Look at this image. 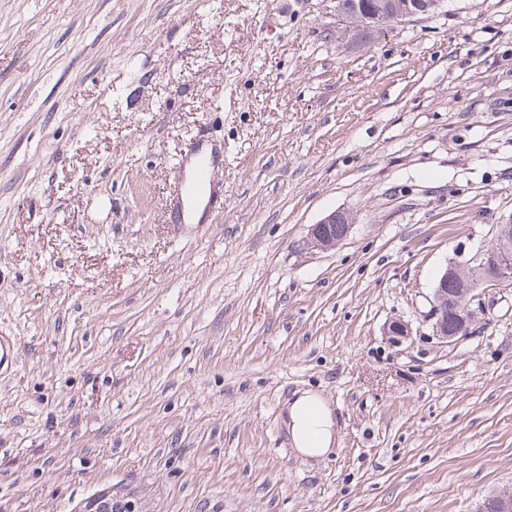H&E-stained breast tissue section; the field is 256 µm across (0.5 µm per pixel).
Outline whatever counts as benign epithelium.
Here are the masks:
<instances>
[{"instance_id": "benign-epithelium-1", "label": "benign epithelium", "mask_w": 512, "mask_h": 512, "mask_svg": "<svg viewBox=\"0 0 512 512\" xmlns=\"http://www.w3.org/2000/svg\"><path fill=\"white\" fill-rule=\"evenodd\" d=\"M342 19L341 39L359 46L379 38L390 26L437 13L444 0H337ZM351 215L334 211L309 227L303 245L309 249L331 251L351 228ZM342 234H336V225ZM512 284V221L496 225L493 243L472 256H458L447 263L432 292L429 320L431 337L437 343L452 345L477 330L483 314L486 293ZM386 342L400 346L413 336L408 322L388 320L382 330ZM77 512H140L130 495L100 491L84 500ZM483 512H512V486L488 499Z\"/></svg>"}]
</instances>
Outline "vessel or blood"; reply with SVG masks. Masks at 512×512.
Masks as SVG:
<instances>
[{
  "label": "vessel or blood",
  "mask_w": 512,
  "mask_h": 512,
  "mask_svg": "<svg viewBox=\"0 0 512 512\" xmlns=\"http://www.w3.org/2000/svg\"><path fill=\"white\" fill-rule=\"evenodd\" d=\"M224 153L220 147L204 142L178 154L175 165L183 175L172 200L173 213L180 222H188L196 207L205 213L217 215L224 210V196L213 181L214 169L222 163Z\"/></svg>",
  "instance_id": "vessel-or-blood-1"
}]
</instances>
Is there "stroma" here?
<instances>
[{
	"label": "stroma",
	"mask_w": 512,
	"mask_h": 512,
	"mask_svg": "<svg viewBox=\"0 0 512 512\" xmlns=\"http://www.w3.org/2000/svg\"><path fill=\"white\" fill-rule=\"evenodd\" d=\"M341 27L336 0H0V512H481L512 485V286L457 345L428 319L512 219V0ZM198 134L224 211L174 224ZM336 210L347 237L304 248ZM305 389L340 421L314 461L282 426ZM382 335L389 345L399 346L411 338L413 331L405 320L392 318L384 324ZM77 512H142L131 495L100 491L84 500Z\"/></svg>",
	"instance_id": "stroma-1"
}]
</instances>
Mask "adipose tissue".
<instances>
[{
    "label": "adipose tissue",
    "instance_id": "adipose-tissue-1",
    "mask_svg": "<svg viewBox=\"0 0 512 512\" xmlns=\"http://www.w3.org/2000/svg\"><path fill=\"white\" fill-rule=\"evenodd\" d=\"M317 408L315 421H308V408ZM285 425L296 451L311 459L326 456L335 441V421L326 402L313 393H304L293 399L285 414Z\"/></svg>",
    "mask_w": 512,
    "mask_h": 512
}]
</instances>
